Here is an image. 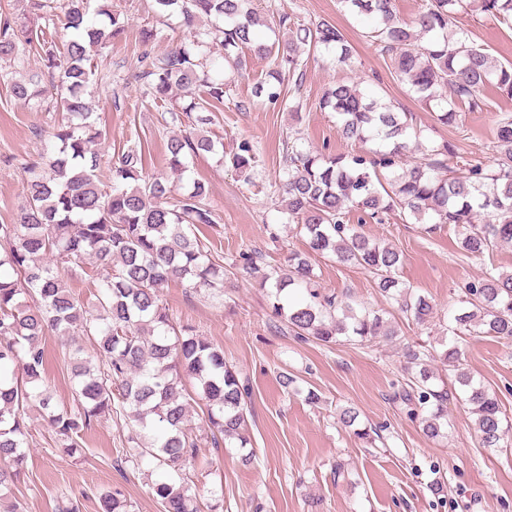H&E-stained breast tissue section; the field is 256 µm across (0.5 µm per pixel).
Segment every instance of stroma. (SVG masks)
<instances>
[{"label":"stroma","mask_w":512,"mask_h":512,"mask_svg":"<svg viewBox=\"0 0 512 512\" xmlns=\"http://www.w3.org/2000/svg\"><path fill=\"white\" fill-rule=\"evenodd\" d=\"M103 4L120 11L126 30L95 58L97 77L89 99L102 132L96 150L105 162L131 149L140 151L146 176L171 178L166 143L180 126L165 122L144 97L131 66L141 50V26L156 23L153 0H90L94 11ZM253 6L263 15L275 8L302 22L336 24L355 52L342 65L325 53L309 58L298 112L270 107L256 97L255 87L269 62L254 55L234 86L247 110L209 108L206 131L223 140L224 152L189 158L188 165L192 176L207 184L215 218L214 223L199 225L196 234L225 261L242 250L256 249L268 264L278 265L289 251L305 250V239L284 224L278 209L276 183L286 165L283 142L296 133L305 147L348 150L338 135L335 114L319 107L325 91L336 82L354 83L399 103L412 112L425 139L447 140L471 158L491 155L496 121L502 113H512V98L494 86L481 92L483 111L462 112L458 125L445 127L398 82L387 59L366 36L367 18L344 13L337 0H253ZM458 21L495 61L512 62L511 28L483 13L463 14ZM156 25L158 52L190 35L175 18ZM40 66L36 55L15 66L0 63V224L15 221L25 201L22 166L38 160L63 118L62 113L44 111L9 92L13 81ZM244 140L255 144L258 161L242 173L232 167L229 155ZM273 229L279 241L270 239ZM361 229L402 253L401 280L428 295L437 307L430 330L398 316L393 341L328 347L270 331L269 299L256 278L248 275L226 276L220 292L196 291L177 281L164 288L163 301L174 323L192 327L222 348L225 359L253 388L247 447L215 448L205 443L193 464L200 512H255L259 504L264 512H512V447L497 452L479 448L475 417L466 404L449 401L448 437L431 441L392 400L404 378L403 344L415 340L438 346L449 318L462 306V284L491 268L512 273V245L466 257L458 252L455 229L448 224L430 231L393 216L383 224L366 222ZM313 265L326 289L369 309L387 310L367 272L329 257H314ZM65 343L64 337L54 334L44 340L50 356L48 381L62 407L71 405L73 387L64 360ZM460 346L463 369L494 390L512 418V341L466 336ZM284 372L296 376L297 390L281 385ZM310 387L320 395L313 405L303 396ZM349 405L359 409L362 421L385 425L383 446H364L341 424L337 413ZM27 425L32 438L24 472L7 493L19 512H54L57 498L64 494L78 501L79 512H102L101 493L115 487L133 503L135 512H161L152 489L155 478L147 467L116 465V450L129 432L125 420L92 423L80 440L81 453L73 456L63 453L37 413H30ZM246 452L252 456L247 464L242 461ZM339 462L347 470L342 478L334 473ZM438 480L448 489L442 500L430 489Z\"/></svg>","instance_id":"stroma-1"}]
</instances>
